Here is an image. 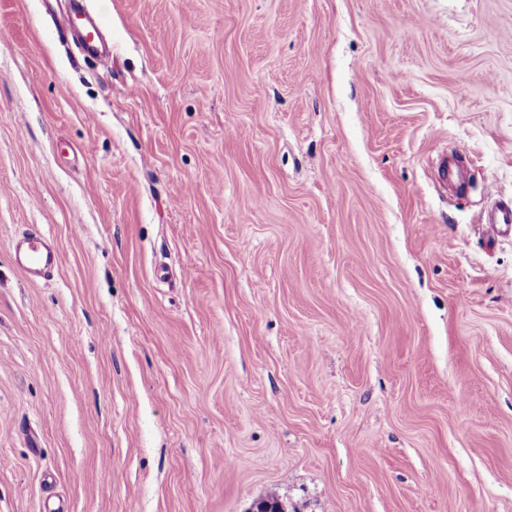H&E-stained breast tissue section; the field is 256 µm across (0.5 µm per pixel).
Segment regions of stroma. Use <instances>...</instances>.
Here are the masks:
<instances>
[{"label":"stroma","mask_w":512,"mask_h":512,"mask_svg":"<svg viewBox=\"0 0 512 512\" xmlns=\"http://www.w3.org/2000/svg\"><path fill=\"white\" fill-rule=\"evenodd\" d=\"M94 4L0 0V512H512V0ZM485 223L503 233L512 232V207L506 204L496 205L486 213ZM14 259L29 279L36 280L58 268L60 255L49 237L40 232H28L16 238Z\"/></svg>","instance_id":"obj_1"}]
</instances>
